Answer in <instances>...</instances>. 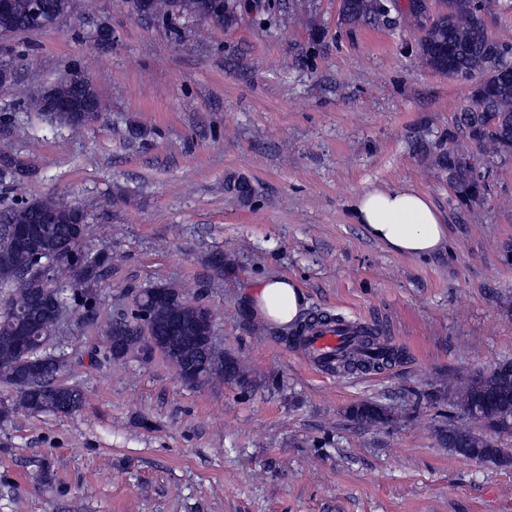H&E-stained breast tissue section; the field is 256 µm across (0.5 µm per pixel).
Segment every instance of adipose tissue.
<instances>
[{
	"mask_svg": "<svg viewBox=\"0 0 512 512\" xmlns=\"http://www.w3.org/2000/svg\"><path fill=\"white\" fill-rule=\"evenodd\" d=\"M351 213L370 239L399 255L428 258L448 245L440 214L424 193L409 185L366 189L356 195ZM246 303L255 315L277 328L294 325L306 307L303 291L288 276L254 279Z\"/></svg>",
	"mask_w": 512,
	"mask_h": 512,
	"instance_id": "adipose-tissue-1",
	"label": "adipose tissue"
}]
</instances>
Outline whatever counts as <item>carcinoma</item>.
Wrapping results in <instances>:
<instances>
[{"mask_svg": "<svg viewBox=\"0 0 512 512\" xmlns=\"http://www.w3.org/2000/svg\"><path fill=\"white\" fill-rule=\"evenodd\" d=\"M79 0H45L49 17L57 20L78 11ZM468 0H446L447 13L440 24L424 33L419 40L423 60L438 56L435 41L447 47L448 56L440 59L436 70L460 81H468L483 72L485 51L493 40L481 15L471 12ZM240 0H148L152 19L165 20L174 14L197 18L210 25L231 27L235 13L241 11ZM340 15L348 23L378 18L370 16L367 0H341ZM39 29L31 15V0H10V7L0 11V37ZM54 92L78 104H89L100 118L105 111L95 87L80 86L71 80L53 86ZM456 122L469 130L478 144L494 143L497 149L511 146L512 154V73L504 80L491 76L479 83L461 109ZM452 174L454 184L470 199L480 194L478 178L469 163L455 153L439 158ZM72 206L51 198L39 201L17 199L0 207V385L14 391L16 400L0 402V422H8L20 408L30 413L69 415L85 403V393L78 385H65L58 377L68 369L67 360L52 344L53 330L60 315L77 309L88 321L94 319L98 303L94 286L108 271L109 257L103 252L83 251L87 225L71 223ZM51 212L55 223H42V215ZM28 224L36 236L27 249L18 248L11 228ZM50 273L64 270L66 278H53L44 286L39 270ZM174 292L169 287L144 289L138 301L146 306L159 326L166 324L179 304H167L157 298L158 290ZM110 345L122 347L137 343L140 351L151 356L153 349L143 343L144 332L136 315L129 312L114 319L108 331ZM400 357L397 350L374 329L354 337L343 351L325 363L336 372L379 371ZM182 368L193 378L207 382L224 365V352L205 345L192 348L180 356ZM512 361L502 362L500 373L469 376L460 386L459 405L471 421L482 423L494 435L512 433ZM350 417L361 423H388L389 414L375 403H362L350 410ZM441 443L451 453L468 460L509 462L508 456L493 439L472 431L467 425H453L440 432Z\"/></svg>", "mask_w": 512, "mask_h": 512, "instance_id": "carcinoma-1", "label": "carcinoma"}]
</instances>
